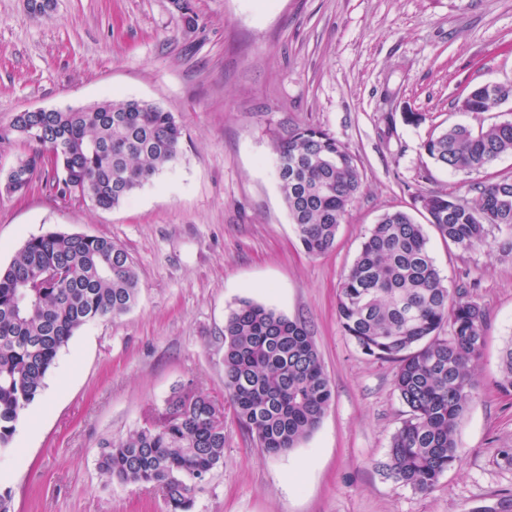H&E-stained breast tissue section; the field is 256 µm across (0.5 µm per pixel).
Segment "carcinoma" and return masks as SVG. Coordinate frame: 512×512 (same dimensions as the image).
I'll list each match as a JSON object with an SVG mask.
<instances>
[{
	"instance_id": "carcinoma-1",
	"label": "carcinoma",
	"mask_w": 512,
	"mask_h": 512,
	"mask_svg": "<svg viewBox=\"0 0 512 512\" xmlns=\"http://www.w3.org/2000/svg\"><path fill=\"white\" fill-rule=\"evenodd\" d=\"M189 26L192 0H171ZM512 99V84H484L461 102L490 111ZM12 131L33 145L12 167L26 191L50 165L56 195L112 209L152 181L180 153L183 128L173 113L137 99H105L83 108L20 112ZM440 167L479 172L512 153V121L474 130L453 126L424 144ZM280 189L304 251L333 247L363 179L355 155L329 133L298 128L274 147ZM439 235L463 250L488 244L494 228L512 235V179L487 181L473 201L420 199ZM138 276L112 239L48 232L25 241L0 267V454L8 453L21 411L38 398L60 351L83 326L128 312ZM340 325L362 354L396 364L394 388L409 417L390 440L389 476L431 490L457 461L455 430L473 401L475 363L485 346V309L451 294L434 265L422 225L404 211L382 215L344 277L336 303ZM449 324L447 336L440 335ZM499 388L512 391V342ZM224 394L238 424L268 457L305 440L332 402V389L305 326L264 305L240 301L224 324ZM209 396L175 393L153 424L106 444L98 469L108 479L161 489L169 512H188L190 481L224 463V429L210 420Z\"/></svg>"
}]
</instances>
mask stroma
Masks as SVG:
<instances>
[{
	"label": "stroma",
	"instance_id": "stroma-1",
	"mask_svg": "<svg viewBox=\"0 0 512 512\" xmlns=\"http://www.w3.org/2000/svg\"><path fill=\"white\" fill-rule=\"evenodd\" d=\"M186 26L170 0H0V177L30 146L18 113L105 98L153 101L183 128L180 154L118 207L65 205L52 172L0 193V266L50 231L121 244L139 278L127 313L78 330L0 458L12 512H168L159 491L108 481L104 442L149 423L186 386L224 398V323L249 299L305 322L332 402L298 448L264 456L224 408V462L194 481L190 512H512V393L499 387L512 342V254L446 242L419 197H478L512 179V154L472 174L434 164L423 145L455 125L512 121V99L462 111L475 86L512 84V0H193ZM321 128L356 155L362 194L333 247L303 250L272 167L278 137ZM426 227L450 291L487 312L477 396L456 429L460 458L425 493L382 470L407 419L395 366L369 358L336 314L344 276L382 214Z\"/></svg>",
	"mask_w": 512,
	"mask_h": 512
}]
</instances>
